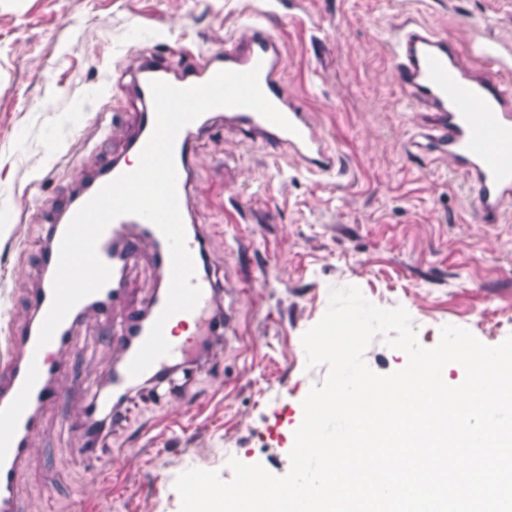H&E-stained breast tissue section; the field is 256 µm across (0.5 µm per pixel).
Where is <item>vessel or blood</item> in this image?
<instances>
[{"mask_svg": "<svg viewBox=\"0 0 512 512\" xmlns=\"http://www.w3.org/2000/svg\"><path fill=\"white\" fill-rule=\"evenodd\" d=\"M181 56V49L176 48L165 63L143 57L133 80L140 111L123 152L82 177L76 192L67 197L45 229L41 251L45 281L28 300L26 326L12 337L11 354L0 360V512L20 510L17 494L24 478V461L31 453L30 440L40 428V410L61 398L66 385L65 354L75 327L89 313L121 316L112 327L116 358L109 380L103 385L88 384V395L77 414L78 428L93 439L103 423L118 415L122 401L132 392L149 384L160 386L174 372L200 364L208 354V344L225 337L233 316L221 310L210 236L194 222L198 200L193 185L195 144L213 129L215 119L223 118L226 128L296 157L309 171L330 173L336 168V151L311 113L289 92L280 45L265 28L251 26L242 40L200 61L186 64ZM392 58L395 79L408 104L423 106L436 118L432 132L424 136L425 150L447 159L452 169L466 175L481 222L495 223L504 203L512 198V80L502 75L505 63L498 46L482 43L479 61L474 64L448 35L409 22ZM253 69L259 72L263 93L292 123V130L282 129L248 108L217 107L184 126L175 140L179 209L194 262L193 282L202 295L192 312L176 314L166 322L164 334L170 353L139 376H130L128 367L165 306L171 277L165 237L154 224L135 215L116 218L99 239L97 252L112 270L110 281L71 309L49 343L38 345L68 224L102 187L131 172L133 158L139 157L153 132L150 82L161 80L187 88L206 83L222 70ZM143 261L151 265L155 278L143 303L130 309L126 306L130 273Z\"/></svg>", "mask_w": 512, "mask_h": 512, "instance_id": "vessel-or-blood-1", "label": "vessel or blood"}]
</instances>
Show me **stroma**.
I'll use <instances>...</instances> for the list:
<instances>
[{
	"mask_svg": "<svg viewBox=\"0 0 512 512\" xmlns=\"http://www.w3.org/2000/svg\"><path fill=\"white\" fill-rule=\"evenodd\" d=\"M408 22L466 49L484 38L512 49L505 0H0V187L10 192L0 207V349L42 282L49 207L135 128L132 91L106 87L109 72L173 46L194 61L262 25L282 48L289 90L340 156L335 171L313 175L237 131L219 126L198 141L195 219L235 317L230 343L167 389L133 393L89 457L74 418L85 381L108 378L112 321L81 323L66 397L43 409L31 439L22 512H180L176 475L223 472L224 447L286 474L302 401L326 375L307 368L301 337L337 285L403 307L426 348L446 325L489 346L512 336V201L481 223L465 174L419 149L435 117L403 102L391 58ZM82 97L91 107L73 113ZM61 124L69 138L51 143Z\"/></svg>",
	"mask_w": 512,
	"mask_h": 512,
	"instance_id": "35a3bbf8",
	"label": "stroma"
}]
</instances>
